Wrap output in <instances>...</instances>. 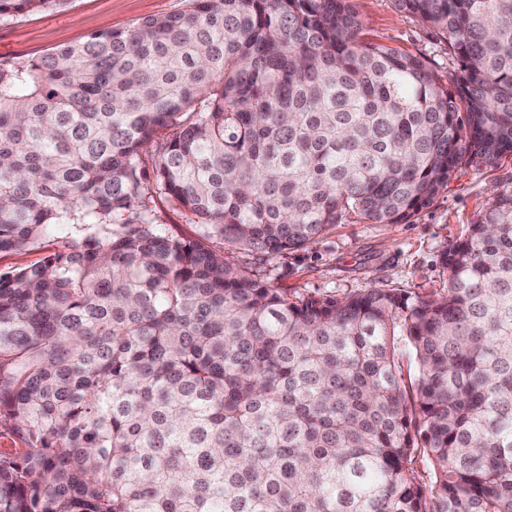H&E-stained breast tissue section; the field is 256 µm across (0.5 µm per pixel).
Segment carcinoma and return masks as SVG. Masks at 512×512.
<instances>
[{
	"mask_svg": "<svg viewBox=\"0 0 512 512\" xmlns=\"http://www.w3.org/2000/svg\"><path fill=\"white\" fill-rule=\"evenodd\" d=\"M395 2L454 90L350 0H185L0 60V253L65 245L0 275V512H512V190L443 293L291 297L224 258L406 224L512 154V0ZM154 140L195 240L146 200ZM363 24L362 40L425 57L448 83L454 69L448 43L414 16L400 12L394 0H352Z\"/></svg>",
	"mask_w": 512,
	"mask_h": 512,
	"instance_id": "carcinoma-1",
	"label": "carcinoma"
}]
</instances>
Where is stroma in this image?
Here are the masks:
<instances>
[{
    "mask_svg": "<svg viewBox=\"0 0 512 512\" xmlns=\"http://www.w3.org/2000/svg\"><path fill=\"white\" fill-rule=\"evenodd\" d=\"M365 42L425 57L439 77L453 70L448 44L434 29L400 12L394 0H352ZM185 0H69L66 7L34 11L0 22V60L35 58L86 35L126 30L142 20L183 9ZM512 189V155L475 160L459 169L427 209L407 224H372L349 218L315 242L264 256L225 247V258L257 271L271 286L309 297L337 298L369 288L409 293L445 291L440 255L460 241L493 196Z\"/></svg>",
    "mask_w": 512,
    "mask_h": 512,
    "instance_id": "1",
    "label": "stroma"
}]
</instances>
